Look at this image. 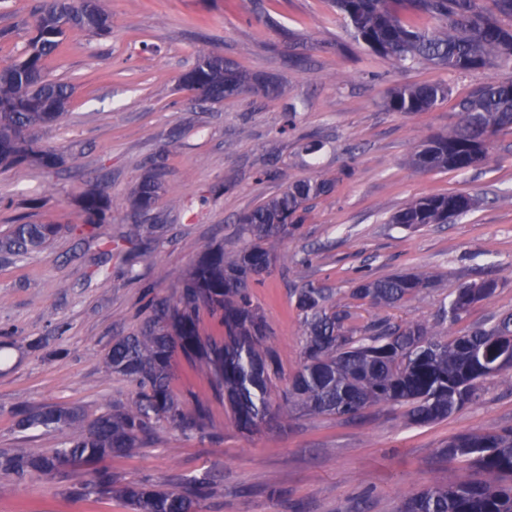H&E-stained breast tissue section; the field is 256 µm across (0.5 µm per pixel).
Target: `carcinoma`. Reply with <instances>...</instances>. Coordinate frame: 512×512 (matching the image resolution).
Masks as SVG:
<instances>
[{
    "mask_svg": "<svg viewBox=\"0 0 512 512\" xmlns=\"http://www.w3.org/2000/svg\"><path fill=\"white\" fill-rule=\"evenodd\" d=\"M334 2L355 40L396 67L426 62L469 74L493 63L512 66V0H493V13L479 10L476 0H403L406 8L434 21L426 29L403 21L398 0ZM68 28L105 33L107 17L97 0H42L26 57L0 68L3 167L35 161L53 168L59 163L56 154L35 147L31 133L57 124L70 106L74 88L49 80L45 71V59ZM182 83L199 100L209 102L253 88L233 63L213 53L202 55ZM447 96L448 87L439 83L399 87L388 95L385 107L391 112H426ZM459 107V125L419 145V168L465 171L486 163L493 133L512 127V81L484 84ZM331 188L326 179L295 181L241 216L243 245L207 248L183 280L178 297L152 298L151 315L139 332L113 343L104 369L136 383L139 392L131 404L111 408L87 426L75 409L46 406L20 411L21 428L64 427L70 430L69 441L46 455L23 448L1 450L0 473L25 480L83 463L93 470L87 481L71 487L79 496L117 495L132 512H195L198 502L209 495L210 483L192 481L179 489L122 484L102 465L147 444L164 424L184 432L206 427L208 402L195 396L192 411L187 412L173 394L170 367L177 351L206 378L212 396L228 402L235 425L245 433L271 419H287L292 406L346 419L376 405L405 406L409 423L431 424L474 401L489 366H495L496 375L511 369L512 357L501 359V349L512 337L511 313L489 327H474L451 339L422 321L398 324L380 318L359 329L349 324L347 307L333 303V289L311 282L296 292L306 336L303 362L281 402L270 400L269 390L281 366L268 345L271 326L254 303L251 283L272 264L264 241L293 236L304 223L306 202ZM161 189L159 172L142 178L134 199L136 216L151 211ZM471 207L472 199L463 194L430 195L398 210L391 223L406 229L445 224L449 215L464 214ZM81 208L83 224L72 230L90 235L108 223L110 205L103 190L88 191ZM154 231V225L135 221L125 226L121 241L135 249ZM56 233L53 224H16L0 239V253H26L44 246ZM434 286L435 281L422 273H406L364 281L352 296L372 308H391ZM497 288L498 282L489 278L461 285L443 307L442 320L457 323L473 304L492 298ZM203 310L216 322L219 335L201 334ZM438 453L464 463L467 473L448 485L424 486L406 498L403 512H512V429L459 434Z\"/></svg>",
    "mask_w": 512,
    "mask_h": 512,
    "instance_id": "obj_1",
    "label": "carcinoma"
}]
</instances>
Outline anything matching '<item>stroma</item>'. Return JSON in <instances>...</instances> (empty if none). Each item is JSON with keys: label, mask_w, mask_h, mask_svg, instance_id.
Here are the masks:
<instances>
[{"label": "stroma", "mask_w": 512, "mask_h": 512, "mask_svg": "<svg viewBox=\"0 0 512 512\" xmlns=\"http://www.w3.org/2000/svg\"><path fill=\"white\" fill-rule=\"evenodd\" d=\"M39 0H0V67L19 60L33 34ZM111 29L66 33L47 61L51 80L74 88L71 105L36 144L63 165L0 168V236L16 224H56L40 249L0 257V450L47 454L64 446L60 429L18 431V407L62 405L92 422L129 404L135 387L108 376L113 342L147 314L146 286L177 295L203 251L238 245L241 214L289 180L327 178L330 193L309 202L294 237L272 238L275 262L253 288L272 328L284 389L302 361L303 327L294 291L307 283L336 289L353 323L377 318L436 323L448 296L483 276L498 288L454 327L492 325L512 313V127L496 131L486 164L465 172L417 169L418 144L461 119L473 88L512 77L491 66L465 77L428 64L396 68L356 43L331 0H101ZM215 53L247 75L276 80L278 97L247 91L198 102L182 77ZM442 83L447 99L427 112H391L397 87ZM320 151L306 155L304 143ZM151 168L163 189L146 221L164 225L134 268L125 251L86 248L73 225L80 201L105 186L111 221L102 237L132 221L129 198ZM463 193L474 208L445 224L406 230L391 216L425 195ZM422 272L438 285L380 310L352 298L362 278ZM207 433L161 428L153 443L107 464L124 481L172 487L207 477L213 494L196 512H400L426 484L456 480L464 467L438 450L461 433L512 428V369L488 378L478 398L447 419L409 424L400 411L374 407L348 420L296 410L284 427L246 435L228 404L211 402ZM81 467L20 482L0 473V512H129L116 499H79L68 484Z\"/></svg>", "instance_id": "35a3bbf8"}]
</instances>
